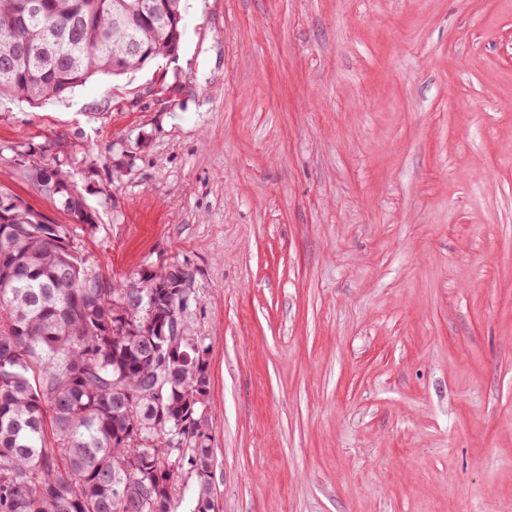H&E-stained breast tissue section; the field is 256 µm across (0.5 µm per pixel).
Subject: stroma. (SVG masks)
I'll use <instances>...</instances> for the list:
<instances>
[{
    "instance_id": "1",
    "label": "stroma",
    "mask_w": 512,
    "mask_h": 512,
    "mask_svg": "<svg viewBox=\"0 0 512 512\" xmlns=\"http://www.w3.org/2000/svg\"><path fill=\"white\" fill-rule=\"evenodd\" d=\"M176 57L0 99L113 280L188 266L217 512H512V0H181ZM29 147L28 150L15 151L16 157H27L22 167L25 168L27 176L37 190L45 197L51 199L56 206L76 220V224L96 223V216L87 203V199L74 179V173L68 158L57 155L51 158V165L45 166L31 159L34 154H43L47 150ZM47 156V155H46ZM14 158L16 164L21 160Z\"/></svg>"
}]
</instances>
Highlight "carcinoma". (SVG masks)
Wrapping results in <instances>:
<instances>
[{
    "label": "carcinoma",
    "mask_w": 512,
    "mask_h": 512,
    "mask_svg": "<svg viewBox=\"0 0 512 512\" xmlns=\"http://www.w3.org/2000/svg\"><path fill=\"white\" fill-rule=\"evenodd\" d=\"M0 0V97L37 104L99 74L115 77L172 56L181 0ZM42 54H8L42 34ZM14 152L37 190L79 224L96 216L68 158ZM122 285L73 246L71 227L0 190V512H215L214 449L205 428L209 346L194 333L165 269ZM139 295L143 303L125 304ZM173 325L154 335L145 307ZM126 313L131 331L115 330ZM181 439L186 447H175Z\"/></svg>",
    "instance_id": "obj_1"
}]
</instances>
